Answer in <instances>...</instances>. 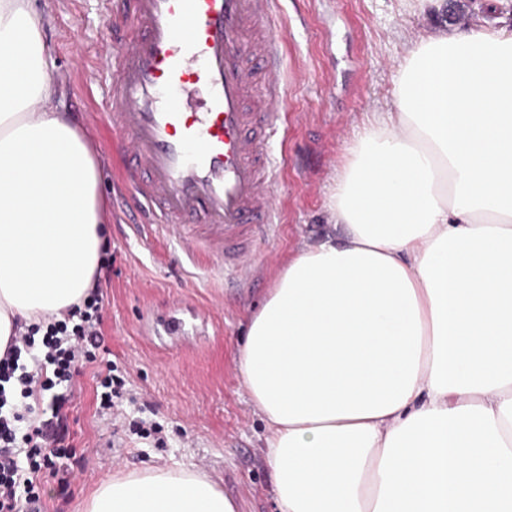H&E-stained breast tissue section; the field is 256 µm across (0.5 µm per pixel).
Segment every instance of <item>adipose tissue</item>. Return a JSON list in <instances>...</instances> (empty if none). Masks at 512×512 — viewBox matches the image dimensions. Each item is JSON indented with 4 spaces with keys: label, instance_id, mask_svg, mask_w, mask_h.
Here are the masks:
<instances>
[{
    "label": "adipose tissue",
    "instance_id": "obj_1",
    "mask_svg": "<svg viewBox=\"0 0 512 512\" xmlns=\"http://www.w3.org/2000/svg\"><path fill=\"white\" fill-rule=\"evenodd\" d=\"M391 112L250 317L240 371L279 512H512V26L407 0ZM38 0H0V354L81 303L102 260L98 165ZM208 477L113 476L85 512H240Z\"/></svg>",
    "mask_w": 512,
    "mask_h": 512
}]
</instances>
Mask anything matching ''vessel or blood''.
I'll list each match as a JSON object with an SVG mask.
<instances>
[{
	"mask_svg": "<svg viewBox=\"0 0 512 512\" xmlns=\"http://www.w3.org/2000/svg\"><path fill=\"white\" fill-rule=\"evenodd\" d=\"M106 115L124 195L187 254L245 282L276 229L273 118L287 88L275 0H100Z\"/></svg>",
	"mask_w": 512,
	"mask_h": 512,
	"instance_id": "b4317fda",
	"label": "vessel or blood"
}]
</instances>
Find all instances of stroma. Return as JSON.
<instances>
[{"label": "stroma", "instance_id": "35a3bbf8", "mask_svg": "<svg viewBox=\"0 0 512 512\" xmlns=\"http://www.w3.org/2000/svg\"><path fill=\"white\" fill-rule=\"evenodd\" d=\"M61 110L74 113L102 157L100 191L111 199L120 140L104 116L106 85L95 54L111 43L98 0H38ZM288 95V140L276 147L283 167L273 187L281 232L262 245L246 288L232 284L221 261L186 255L157 225L133 228L109 216L112 279L102 287V361L126 381L128 419L163 425L164 445L121 431L96 401V366L72 388L68 418L88 466L60 496L43 485L41 512H84L91 493L113 475L153 467L210 477L242 512H277L265 460L266 426L239 370L246 326L275 272L302 240L329 230L326 206L337 171L372 112L392 103L393 64L404 36L421 19L405 0H279ZM162 317L182 319L168 334Z\"/></svg>", "mask_w": 512, "mask_h": 512}]
</instances>
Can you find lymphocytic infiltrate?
I'll use <instances>...</instances> for the list:
<instances>
[{
    "instance_id": "1",
    "label": "lymphocytic infiltrate",
    "mask_w": 512,
    "mask_h": 512,
    "mask_svg": "<svg viewBox=\"0 0 512 512\" xmlns=\"http://www.w3.org/2000/svg\"><path fill=\"white\" fill-rule=\"evenodd\" d=\"M111 267L102 261L95 286L64 319L28 325L0 356V512L39 504L46 479L67 490L85 466L70 442L65 406L79 364L96 363L104 343L99 284ZM40 400L45 408L35 409Z\"/></svg>"
}]
</instances>
